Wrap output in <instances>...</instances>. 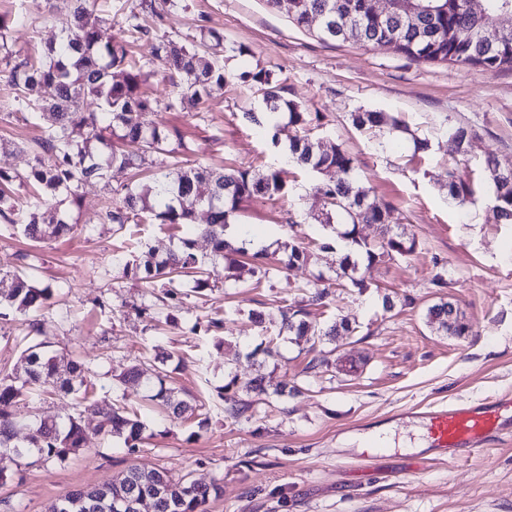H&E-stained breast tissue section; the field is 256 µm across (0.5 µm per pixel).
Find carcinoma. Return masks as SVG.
<instances>
[{
    "mask_svg": "<svg viewBox=\"0 0 512 512\" xmlns=\"http://www.w3.org/2000/svg\"><path fill=\"white\" fill-rule=\"evenodd\" d=\"M278 12H283L299 28L310 30L309 17L325 14L333 20L336 32L346 19H359L364 25L363 45L385 41L393 50L418 62H446L457 66H478L484 69H512V38L489 49L480 42L466 45L456 42L462 28L481 26V19L467 9V0H438L435 12L426 14L416 24L407 22L400 11L379 20L363 11L364 0H266ZM490 17L512 18V0H483ZM176 6V0H142V8L160 19L165 10ZM28 16L0 13V51H6L5 68L0 76L14 90L13 103L18 108L31 109L40 114L46 124L45 137L39 143L43 154L35 156L27 175L18 179L0 168V218L15 223L13 181L20 180L36 186L37 194L29 202L23 233L34 241L57 238L71 229L60 217L59 206L79 205L76 188L96 182L107 187L112 169L138 172L149 154L169 155L171 143L183 144V135L176 127H167L154 120L159 100L141 91L143 73L123 38L106 35L105 20L90 9L89 0H74L70 15L58 20L61 41L50 42L42 51V58L12 57L7 42L13 33L27 25ZM135 30L149 34L153 40V55L163 69L164 77L182 88L180 106L192 109L203 103L213 86L225 81L222 53L226 51L224 36L213 29L199 26L196 39L182 44L160 31H149L139 25ZM240 79L251 83L260 93L261 105L268 115L285 114L288 124L304 127L310 115L300 106L285 99L283 87L273 83L271 74L263 69L244 72ZM94 96L103 102L99 112H85L82 100ZM351 122L359 131H370L378 136L375 145L382 146L385 133L401 130L398 120L384 112L363 110L351 113ZM86 131L76 136V131ZM448 135L454 138L458 152L467 153L472 139L471 131L462 126H448ZM285 163L309 173H321L333 168L339 177L333 183H316L314 195L322 203L320 223L334 229L332 242H324L322 249L336 244L339 252V271L336 277L318 274L308 285L306 302L309 306H325L330 289L341 287L340 278H347L357 288L364 281L355 277L359 259L368 263L403 259L411 255L416 242L390 221V207L366 190L358 179L355 159L346 151L323 143L308 135L289 139ZM484 170L493 187V213L497 222L512 224V181L501 177L502 166L489 157ZM284 170L269 169L252 172L226 168L215 172L187 157H176L153 174V185L146 190L127 185L115 191L116 199L105 212L113 224H139L149 218L171 228L186 227L207 239L210 253L198 255L194 240L180 239V246L159 257L153 250L141 253L132 260H118L123 274H131L146 288L165 289L163 305L176 309L180 305L174 288L183 277H190L194 288L211 287L216 273H222L224 283L240 281V264L229 257L251 255L255 260L268 258L266 249L249 253L251 241L242 239L235 247L225 238V229L233 223L239 205L245 200L273 198L285 194L287 184ZM209 185V197L199 199L202 184ZM448 197L460 202L473 196L471 184L463 180L454 167L448 168ZM207 212V222L196 223V214ZM376 224L381 240L373 244L359 236V225ZM275 252L280 254L277 264L260 266L263 275L272 278L285 270L307 265L312 261V250L291 242H280ZM52 291L34 286L28 276L15 274L9 292L0 298V307L20 314L47 309L51 306ZM306 308L289 305L281 308V329L297 336H350L355 328L345 319L322 330L305 319ZM430 326L450 336H467L472 325L461 313L448 319V302L441 301L428 308ZM24 379H0V450L22 448L19 460L40 458L63 462L84 447L86 431L80 415L64 419H40L33 423L24 440H17L15 406L28 386H38L66 394H87L92 385L91 370L73 354H68L65 372L58 368L57 355L50 343L39 341L25 350ZM158 388L151 395L155 405L173 418L195 411V406L178 399L174 391L157 378ZM225 411L233 418L248 412L253 402L236 396L224 397ZM96 432L107 437L124 439L128 448L138 447L144 439L145 425L138 412L114 409L102 415ZM167 480V493L159 498L153 512H206L210 498L218 497L221 487L201 484L185 476L174 477L164 469L130 467L110 483L103 484L109 497L93 507L83 499L84 490L71 491L63 496L60 512H128L124 501L134 491L150 492L161 478Z\"/></svg>",
    "mask_w": 512,
    "mask_h": 512,
    "instance_id": "1",
    "label": "carcinoma"
}]
</instances>
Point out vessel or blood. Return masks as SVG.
<instances>
[{
	"label": "vessel or blood",
	"instance_id": "1",
	"mask_svg": "<svg viewBox=\"0 0 512 512\" xmlns=\"http://www.w3.org/2000/svg\"><path fill=\"white\" fill-rule=\"evenodd\" d=\"M428 447L440 458L471 456L489 441L512 437V393L492 402L450 405L423 416Z\"/></svg>",
	"mask_w": 512,
	"mask_h": 512
}]
</instances>
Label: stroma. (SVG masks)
I'll list each match as a JSON object with an SVG mask.
<instances>
[{
  "mask_svg": "<svg viewBox=\"0 0 512 512\" xmlns=\"http://www.w3.org/2000/svg\"><path fill=\"white\" fill-rule=\"evenodd\" d=\"M71 6L72 0H51L46 10L40 0H0V13L23 11L33 20L16 33L13 54L38 56L59 37L52 16ZM201 25L223 33L230 50L223 87L193 112L179 109L180 90L164 80L151 41L134 45L148 76L145 89L161 103L157 121L179 127L195 157L213 170L279 167L291 128L281 126L273 139L244 118L258 110L259 98L240 75L267 69L286 97L310 112L309 136L353 156L362 186L392 205L393 223L415 238L416 250L398 261L360 263L363 287L345 284L328 306L311 308L308 319L318 327L344 318L356 328L312 346L279 335L278 308L300 301L303 284L338 256L320 247L330 230L312 220L292 226L288 217L318 211L312 186L319 178L335 180V171L318 178L288 170V194L243 202L237 213V224L257 244L291 237L313 248L309 265L274 279L245 270L238 285L219 283L200 294L183 282V305L172 323L156 290L140 287L115 264L116 257L128 260L149 248L166 253L180 238L151 222L122 227L106 220L127 172L113 170L110 186L80 188L81 206L68 209L73 228L63 237L33 243L20 225L0 220V290H8L16 272L52 290L50 308L36 317L40 335L31 334L27 316L0 318V378L22 373L24 350L42 339L76 353L94 382L89 411L74 396L28 390L16 409L19 421L79 411L87 441L62 463L0 459L10 476L0 486V512H50L68 491L111 481L132 466L219 484L208 512H512V439L465 460H433L421 420L432 406L512 391V225L496 223L483 175L488 156L512 165V70L417 62L384 45L325 43L265 0H181L160 23L180 42ZM11 99L0 81V167L23 175L44 130L32 111L5 114ZM361 109L396 116L407 129L375 148L351 123ZM451 124L473 131L468 155L449 139ZM416 135L428 140L427 150L414 152ZM452 166L472 183V199L449 198ZM440 262L449 269L444 288L431 283ZM386 296L394 303L388 311ZM442 300L459 308L472 334L450 336L428 325V307ZM254 310L265 313V324L251 319ZM212 318L223 319V340L206 334ZM270 339L279 351L274 358L258 350ZM318 350L341 363L307 376ZM130 365L140 367L144 385H117L116 374ZM161 370L178 397L197 403L194 415L173 421L152 406L146 385ZM234 376L264 379L267 393L251 419L230 418L217 393ZM284 380L300 393L276 396ZM124 404L138 409L150 432L132 450L95 432L99 411ZM379 430L388 431L392 445L372 459L353 439Z\"/></svg>",
  "mask_w": 512,
  "mask_h": 512,
  "instance_id": "obj_1",
  "label": "stroma"
}]
</instances>
